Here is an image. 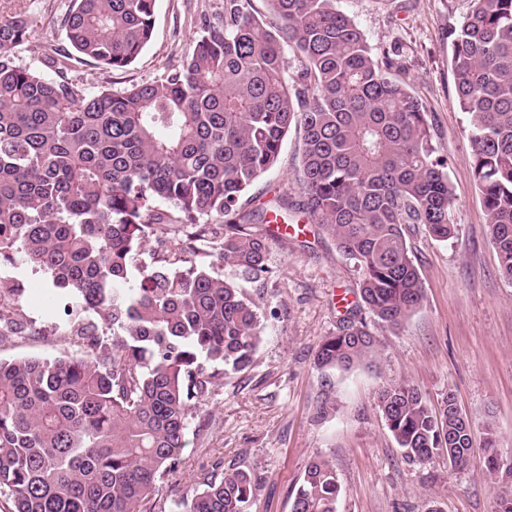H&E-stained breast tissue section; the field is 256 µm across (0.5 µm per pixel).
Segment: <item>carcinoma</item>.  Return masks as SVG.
Instances as JSON below:
<instances>
[{"label":"carcinoma","mask_w":512,"mask_h":512,"mask_svg":"<svg viewBox=\"0 0 512 512\" xmlns=\"http://www.w3.org/2000/svg\"><path fill=\"white\" fill-rule=\"evenodd\" d=\"M224 0L181 68L120 93L48 79L11 49L25 14L0 17V264L50 274L69 334L84 350L53 360L0 359V496L10 512H144L186 447L192 407L227 372L250 368L259 306L219 267L266 281L270 225L308 215L360 272L358 296L379 326L399 329L424 286L405 237L421 224L456 237L452 188L428 112L404 82L401 54L373 53L335 0ZM155 0H73L70 47L111 70L132 64L153 33ZM454 105L466 114L474 177L502 275L512 280V0H474L450 27ZM297 58L286 76L285 52ZM301 140L303 201L244 210V191ZM273 218L266 219L267 214ZM0 289L9 336L33 332ZM316 353L321 369L371 359L378 339L347 310ZM112 332V340L105 339ZM377 405L403 458L427 466L455 453L471 424L453 393L431 406L412 383ZM485 466L497 512H512L494 426ZM261 477L232 464L206 471L177 512H252ZM336 471L305 466L291 512H336Z\"/></svg>","instance_id":"carcinoma-1"}]
</instances>
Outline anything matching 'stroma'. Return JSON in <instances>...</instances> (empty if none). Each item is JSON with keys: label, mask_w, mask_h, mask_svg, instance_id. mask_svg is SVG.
Listing matches in <instances>:
<instances>
[{"label": "stroma", "mask_w": 512, "mask_h": 512, "mask_svg": "<svg viewBox=\"0 0 512 512\" xmlns=\"http://www.w3.org/2000/svg\"><path fill=\"white\" fill-rule=\"evenodd\" d=\"M335 6L374 52L400 51L407 81L429 111L446 161L458 236L441 241L424 226L410 225L406 237L425 288L422 305L399 330L375 327L373 364L322 371L315 363L318 346L354 303L359 273L330 235L298 215L294 237L271 250V278L240 282L262 313L263 341L254 365L224 376L192 410L181 462L155 496L174 504L201 470L241 459L264 478L253 512H290L307 462L321 455L331 461L342 487L337 512H495L484 428L493 424L502 453H512V281L502 276L488 234L468 124L452 104L448 65V29L473 2L336 0ZM71 7L72 0H0V16L22 11L31 21L28 41L14 46L12 55L49 78L56 72L48 59H62L67 77L85 93H119L180 67L207 25L223 14L224 0H156L151 41L120 71L76 53L63 57L68 44L62 20ZM298 148L299 134L289 130L278 164L245 194L244 208L283 191L300 201ZM1 284L21 288L18 309L35 332L0 343V358L54 359L81 351L80 340L57 319L49 274L0 265ZM403 380L432 404L454 393L473 427L465 469L449 471L444 456L425 467L405 461L376 405L383 386Z\"/></svg>", "instance_id": "1"}]
</instances>
